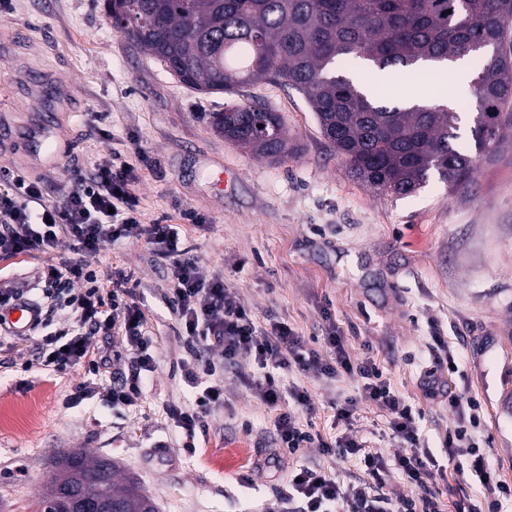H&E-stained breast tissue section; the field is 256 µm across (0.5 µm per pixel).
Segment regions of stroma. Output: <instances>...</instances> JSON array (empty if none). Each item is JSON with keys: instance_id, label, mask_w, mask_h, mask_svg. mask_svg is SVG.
Listing matches in <instances>:
<instances>
[{"instance_id": "1", "label": "stroma", "mask_w": 512, "mask_h": 512, "mask_svg": "<svg viewBox=\"0 0 512 512\" xmlns=\"http://www.w3.org/2000/svg\"><path fill=\"white\" fill-rule=\"evenodd\" d=\"M34 78L67 82L70 94H33ZM236 99L278 112L297 153L271 164L225 141L207 117L228 95L181 84L113 29L104 0H10L0 15V119L22 138L31 124L63 114L70 138L53 168L30 169L7 151L0 168L41 180L51 195L74 170L129 162L142 222L167 219L261 327L283 322L308 339L336 325L351 357L376 360L391 391L419 411L421 438L439 463L447 461L442 439L454 416L422 394L419 378L436 373L450 393L480 402V451L512 484V141L479 158L467 195L435 177L413 194L383 195L348 175L295 90L266 81L239 89ZM219 165L228 174L220 186L212 176ZM187 209L199 223L183 219ZM70 255L62 246L0 258V282L38 288L35 270ZM90 263L135 281L130 301L154 341L155 370L134 405L114 407L103 390L126 362L97 374L84 364L54 372L36 363L37 336L0 346V512H37L54 460L73 449L112 458L158 512H265L302 466H322L344 483L361 478L357 456L315 448L255 473L277 445L278 412L258 397L250 360L225 369L224 406L187 452L172 411L193 401L182 377L190 355L165 299L164 263L142 242L115 243ZM437 336L447 352L435 348ZM280 377L283 386L308 389L325 439L350 435L364 452L389 461L399 454L388 417L356 379L295 369ZM88 382L92 395L75 401L76 387ZM349 397L357 407L347 429L334 414ZM436 486L442 512H455L463 498L484 499L479 482L450 469Z\"/></svg>"}]
</instances>
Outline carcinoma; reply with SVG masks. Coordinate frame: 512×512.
Wrapping results in <instances>:
<instances>
[{"instance_id":"obj_1","label":"carcinoma","mask_w":512,"mask_h":512,"mask_svg":"<svg viewBox=\"0 0 512 512\" xmlns=\"http://www.w3.org/2000/svg\"><path fill=\"white\" fill-rule=\"evenodd\" d=\"M108 15L191 89L235 93L269 80L296 90L351 176L383 194L412 193L433 174L466 194L476 156H494L512 131V56L503 50L512 0H126ZM349 55L396 77L479 58L475 152L459 144L453 102L365 92L336 73ZM211 123L270 161L290 153L280 114L259 102L227 104ZM71 490L123 512H157L137 478L80 450L54 461L38 512H75Z\"/></svg>"}]
</instances>
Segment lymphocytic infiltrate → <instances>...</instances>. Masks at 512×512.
Returning <instances> with one entry per match:
<instances>
[{
	"instance_id": "obj_1",
	"label": "lymphocytic infiltrate",
	"mask_w": 512,
	"mask_h": 512,
	"mask_svg": "<svg viewBox=\"0 0 512 512\" xmlns=\"http://www.w3.org/2000/svg\"><path fill=\"white\" fill-rule=\"evenodd\" d=\"M133 180L130 164L113 161L88 172L73 171L69 181L49 197L38 181L8 169L0 171V257L48 254L64 239L73 253L65 264H49L37 273L43 289L41 300L34 303L35 324L46 331L39 345L40 364L56 372L83 362L95 371L107 369L109 354L92 351L88 338L93 334L118 337L130 367L109 389L108 398L115 406L131 405L155 368L153 345L141 330L142 312L127 301L129 277L120 271L99 276L89 259L118 241L146 243L166 264L169 302L190 353L220 354L219 359L209 357L183 368L185 383L197 391L191 405L173 411L186 442H193L196 431L206 430L210 412L224 404L223 385L202 386V376L223 375L225 365L251 358L261 369L254 382L260 400L278 409L288 398L295 406L294 412H279L276 419L282 449L293 454L313 445L329 456L356 455L367 476L359 484H344L319 467L297 469L289 483L300 501L298 512H440L437 492L430 484L442 469L421 444L412 407L391 391L380 366L370 358L352 362L333 327L324 338L329 350L325 356L306 349L304 338L287 324L278 322L258 331L251 313L232 300L223 276L209 274L200 259L183 247L171 225L141 222L138 202L130 191ZM292 368L329 377L361 378L366 398L386 412L404 453L389 463L363 452L353 438L331 443L313 424H301L296 411L312 412L313 403L307 389H282L279 373ZM448 405L456 425L444 436L443 451L451 459L468 455L470 473L492 493L486 508L460 502L456 512H499L502 500L512 499V485L494 479L488 462L476 449L471 431L480 424L479 406L453 395ZM395 470L418 488V497L395 499L385 493Z\"/></svg>"
}]
</instances>
